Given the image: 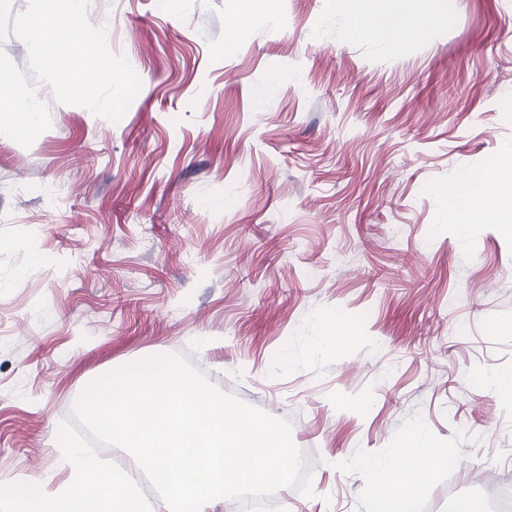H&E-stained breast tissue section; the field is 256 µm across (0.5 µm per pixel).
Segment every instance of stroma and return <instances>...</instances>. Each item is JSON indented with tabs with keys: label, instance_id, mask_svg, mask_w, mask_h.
Wrapping results in <instances>:
<instances>
[{
	"label": "stroma",
	"instance_id": "obj_1",
	"mask_svg": "<svg viewBox=\"0 0 512 512\" xmlns=\"http://www.w3.org/2000/svg\"><path fill=\"white\" fill-rule=\"evenodd\" d=\"M89 0L142 86L118 121L38 93L0 138V484H66L85 376L179 354L292 424L313 497L374 512L404 435L447 449L436 512L512 485V227L443 195L512 144V0H448L427 40L363 36L329 0ZM348 331L320 347L323 325ZM243 7L238 11V13L232 19L230 25L228 26V37L230 39H241L244 38L251 25L252 13L249 7V0H242Z\"/></svg>",
	"mask_w": 512,
	"mask_h": 512
}]
</instances>
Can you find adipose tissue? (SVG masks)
I'll return each instance as SVG.
<instances>
[{
	"instance_id": "ef3b65f1",
	"label": "adipose tissue",
	"mask_w": 512,
	"mask_h": 512,
	"mask_svg": "<svg viewBox=\"0 0 512 512\" xmlns=\"http://www.w3.org/2000/svg\"><path fill=\"white\" fill-rule=\"evenodd\" d=\"M448 0H371V8L356 24L358 32L398 46L425 38L447 17ZM512 147L506 146L489 163L478 186L460 193V207L450 208L449 223L458 232L469 224L512 223ZM448 462V452L433 448L417 431H408L401 450L384 465L387 478L373 489L378 512H416L417 496Z\"/></svg>"
}]
</instances>
